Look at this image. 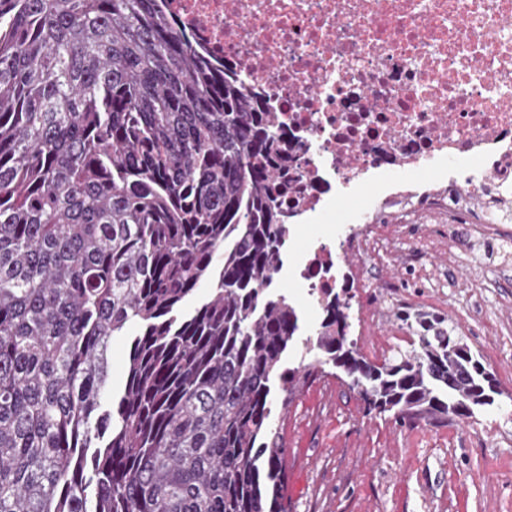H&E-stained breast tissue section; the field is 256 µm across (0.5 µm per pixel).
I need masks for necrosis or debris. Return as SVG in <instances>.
<instances>
[{"label":"necrosis or debris","instance_id":"necrosis-or-debris-1","mask_svg":"<svg viewBox=\"0 0 512 512\" xmlns=\"http://www.w3.org/2000/svg\"><path fill=\"white\" fill-rule=\"evenodd\" d=\"M288 127V228L359 203L294 268L313 303L426 228L512 264V0H166Z\"/></svg>","mask_w":512,"mask_h":512}]
</instances>
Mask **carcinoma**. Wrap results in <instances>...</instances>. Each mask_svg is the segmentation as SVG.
Listing matches in <instances>:
<instances>
[{
    "instance_id": "cac0c4a2",
    "label": "carcinoma",
    "mask_w": 512,
    "mask_h": 512,
    "mask_svg": "<svg viewBox=\"0 0 512 512\" xmlns=\"http://www.w3.org/2000/svg\"><path fill=\"white\" fill-rule=\"evenodd\" d=\"M160 2L0 0V512H288L272 386L318 365L399 420L500 395L437 315H399L417 341L366 360L338 297L314 361L282 368L288 130ZM131 336H115L112 340V368L110 384L113 388L121 385L125 375V362L129 353Z\"/></svg>"
}]
</instances>
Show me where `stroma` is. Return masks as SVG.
<instances>
[{"instance_id":"1","label":"stroma","mask_w":512,"mask_h":512,"mask_svg":"<svg viewBox=\"0 0 512 512\" xmlns=\"http://www.w3.org/2000/svg\"><path fill=\"white\" fill-rule=\"evenodd\" d=\"M307 238L300 230L287 243L270 286L299 318L300 342L284 359L290 368L323 318L292 277ZM370 273L395 284V299L359 338L361 353L373 360L407 347L399 311L439 315L498 380L499 407L467 420H398L367 413L361 395L332 372L315 373L289 398L270 400L287 448L290 512H512V272L492 287L468 262L449 266L447 242L428 234Z\"/></svg>"}]
</instances>
